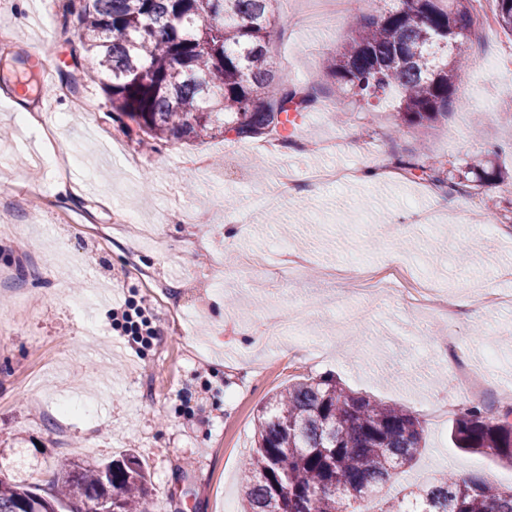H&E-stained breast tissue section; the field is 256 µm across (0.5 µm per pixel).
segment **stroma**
<instances>
[{
  "instance_id": "stroma-1",
  "label": "stroma",
  "mask_w": 512,
  "mask_h": 512,
  "mask_svg": "<svg viewBox=\"0 0 512 512\" xmlns=\"http://www.w3.org/2000/svg\"><path fill=\"white\" fill-rule=\"evenodd\" d=\"M306 2L278 0L269 45L278 73L300 83L354 34L350 18L332 34L309 28ZM66 4L0 6V26L15 33L13 52L0 53V230L18 244L0 250V469L47 480L60 459L130 449L151 472L153 512H237L260 407L288 381L327 376L423 420L422 448L399 485L442 472L507 484L512 469L453 447L463 404L437 377L449 371L439 339L451 333L486 377L489 415L512 384V238L491 228L512 205V181L481 188L478 202L459 200L467 225L437 220L436 193L402 177L316 186L273 207L258 199L309 170L382 167L422 143L450 171L499 145L494 161L511 171L512 70L476 61L504 52L512 36L470 34L474 64L458 71L455 94L468 110L399 136L394 100L359 102L326 81L322 108L295 126L291 149L271 154L231 134L148 148L135 124L113 120L93 71L76 70L74 86L49 94L24 84L15 56L32 44L45 43L58 68L71 65ZM76 96L87 109L74 114ZM20 100L37 122H17ZM320 141L335 152L311 151ZM197 154L207 168H188ZM119 209L131 223L115 224ZM199 213L207 223L194 222ZM289 250L307 260L300 275L283 259ZM395 260L464 305L477 288L506 300L449 329L393 293L360 292L362 269ZM141 268L164 291L149 288ZM127 302L149 307L151 344L129 347L113 322ZM62 402L70 416L56 412Z\"/></svg>"
}]
</instances>
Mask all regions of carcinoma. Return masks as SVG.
I'll return each instance as SVG.
<instances>
[{
    "instance_id": "obj_1",
    "label": "carcinoma",
    "mask_w": 512,
    "mask_h": 512,
    "mask_svg": "<svg viewBox=\"0 0 512 512\" xmlns=\"http://www.w3.org/2000/svg\"><path fill=\"white\" fill-rule=\"evenodd\" d=\"M274 0H69L76 36L107 75L113 117L129 120L146 143L204 140L214 132L257 140L286 130L289 113L318 99L276 76L267 46ZM378 15L356 8L354 35L326 59L320 74L358 101L395 89L406 125L448 116L459 69L473 62L464 48L474 0H384ZM498 26L512 36V0H493ZM279 78L277 97L265 88ZM396 164L421 172L450 192L470 188L471 165L451 175L424 150ZM423 421L403 407L378 402L330 377L305 378L275 392L258 410L255 448L244 462V512H359L380 497V512H512V486L480 476L442 473L386 498L397 471L419 453ZM464 453L486 455L512 469V407L495 419L479 405L460 412L450 433ZM58 489L30 477L0 478V512H150L149 469L128 450L93 465L68 459L56 469Z\"/></svg>"
}]
</instances>
